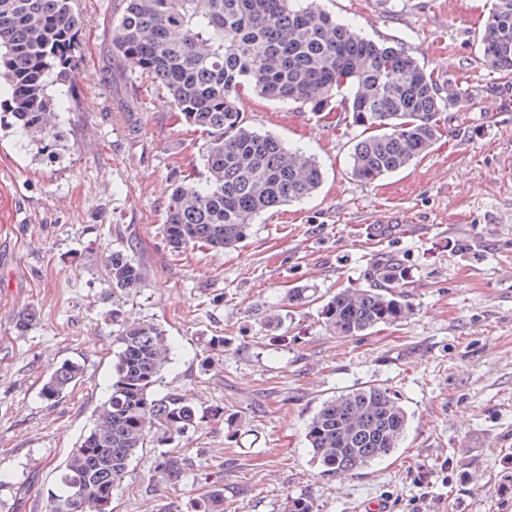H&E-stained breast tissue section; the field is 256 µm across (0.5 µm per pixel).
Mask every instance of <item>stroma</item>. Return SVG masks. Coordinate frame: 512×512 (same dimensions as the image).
<instances>
[{"label": "stroma", "instance_id": "35a3bbf8", "mask_svg": "<svg viewBox=\"0 0 512 512\" xmlns=\"http://www.w3.org/2000/svg\"><path fill=\"white\" fill-rule=\"evenodd\" d=\"M337 20L404 47L441 84L466 90L440 113L442 138L375 183L351 174L359 127L244 91L251 125L313 154L318 192L262 214L233 249L173 251L162 224L172 184L195 171L205 136L162 87L112 55L123 0H77L82 71L48 89L62 133L55 153L10 117L0 81V512H45V497L107 396L118 350L113 313L151 321L176 348L162 388L236 413L182 442L188 473L163 492L153 449L112 492V512H186L210 482L226 512H280L306 494L318 512H512V75L485 65L477 34L490 0H324ZM388 223H374L377 213ZM144 269L113 295L105 257ZM406 270L414 313L367 336L326 330L319 297L368 287L378 258ZM315 300L288 304L289 288ZM36 318L15 329L19 312ZM283 324L269 329L270 314ZM231 347L201 372L205 338ZM82 378L55 404L40 397L58 363ZM368 384L396 391L409 423L399 449L345 480L319 473L304 438L325 399Z\"/></svg>", "mask_w": 512, "mask_h": 512}]
</instances>
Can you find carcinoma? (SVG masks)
Instances as JSON below:
<instances>
[{"label":"carcinoma","instance_id":"1","mask_svg":"<svg viewBox=\"0 0 512 512\" xmlns=\"http://www.w3.org/2000/svg\"><path fill=\"white\" fill-rule=\"evenodd\" d=\"M76 0H0V78L10 85L11 116L56 145L60 134L46 90L79 74L78 32L84 19ZM112 53L167 91L185 124L206 134L201 170L180 177L165 208L167 244L234 248L261 214L314 194L322 171L314 156L255 130L237 99L259 96L311 112L338 111L365 135L350 153L352 174L373 183L425 156L441 136L436 116L465 106L466 91L442 86L403 47L375 41L336 21L319 0H125L113 23ZM484 62L512 73V0H494L479 32ZM112 294L145 283L143 269L120 251L108 255ZM369 288H345L322 305L326 329L366 336L412 314L406 273L397 260H377ZM118 326L119 350L107 398L48 489L45 512H112V490L144 448L158 452L160 484L177 491L186 458L177 448L206 417L186 394L155 391L172 361L174 344L151 322ZM227 352L222 336L205 341L204 373ZM82 366L64 361L42 385L40 397L58 402L79 382ZM408 413L391 389L370 384L324 401L306 427L312 461L330 477L356 475L399 448ZM77 492L75 508L69 507ZM188 512H224V484L190 500ZM281 512H316L307 495H288Z\"/></svg>","mask_w":512,"mask_h":512}]
</instances>
